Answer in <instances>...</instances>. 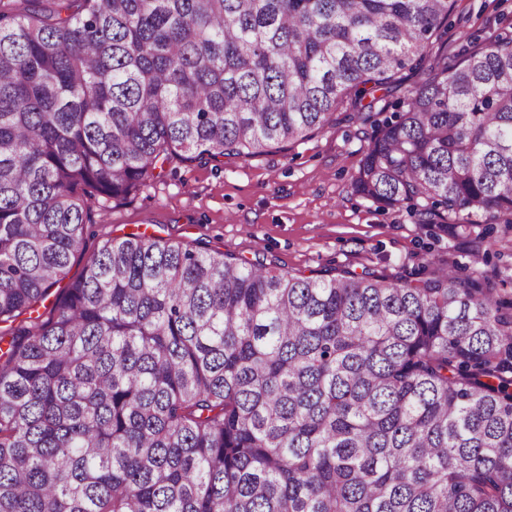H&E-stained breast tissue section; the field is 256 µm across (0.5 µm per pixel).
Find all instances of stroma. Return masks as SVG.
Instances as JSON below:
<instances>
[{
    "label": "stroma",
    "mask_w": 512,
    "mask_h": 512,
    "mask_svg": "<svg viewBox=\"0 0 512 512\" xmlns=\"http://www.w3.org/2000/svg\"><path fill=\"white\" fill-rule=\"evenodd\" d=\"M512 31V0H456L444 42L434 53L460 60L502 31ZM339 107L330 125L302 143L248 158L214 162L172 160L143 189L122 201L89 200L86 246L72 260L77 278L89 254L107 238L146 232L193 248L260 259L295 274L334 275L351 268L400 277L436 253L458 274L480 269L501 297L512 298V230L494 226L487 253L471 239L433 240L407 207H385L358 195L353 177L372 123Z\"/></svg>",
    "instance_id": "obj_1"
}]
</instances>
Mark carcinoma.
I'll return each mask as SVG.
<instances>
[{
  "label": "carcinoma",
  "mask_w": 512,
  "mask_h": 512,
  "mask_svg": "<svg viewBox=\"0 0 512 512\" xmlns=\"http://www.w3.org/2000/svg\"><path fill=\"white\" fill-rule=\"evenodd\" d=\"M454 2L0 0V324L65 277L85 199L370 119ZM353 186L484 243L473 218L512 215V35L410 89ZM425 267L104 240L0 334V512H512V300Z\"/></svg>",
  "instance_id": "carcinoma-1"
}]
</instances>
